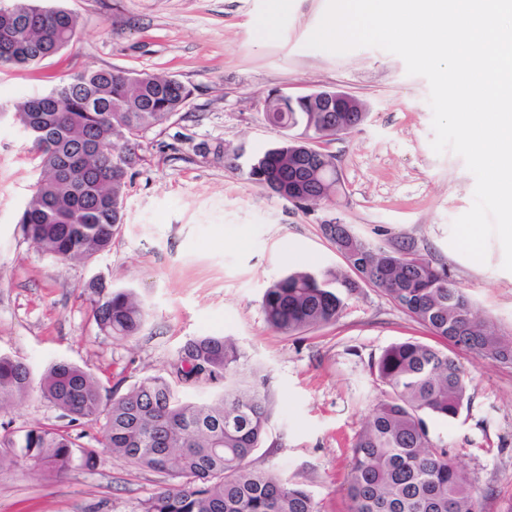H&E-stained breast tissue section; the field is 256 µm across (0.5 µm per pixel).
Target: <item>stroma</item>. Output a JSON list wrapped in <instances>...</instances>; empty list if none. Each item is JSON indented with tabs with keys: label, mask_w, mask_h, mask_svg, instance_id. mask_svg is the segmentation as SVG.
Instances as JSON below:
<instances>
[{
	"label": "stroma",
	"mask_w": 512,
	"mask_h": 512,
	"mask_svg": "<svg viewBox=\"0 0 512 512\" xmlns=\"http://www.w3.org/2000/svg\"><path fill=\"white\" fill-rule=\"evenodd\" d=\"M270 0H39L79 21L75 40L40 64L0 66V106L87 70L165 72L185 84V109L141 140L143 160L127 185L123 228L85 263L60 262L27 241L18 223L38 176L24 130L0 121V354L34 376L58 361L81 365L105 386L128 388L168 375L190 337H232L267 376L269 438L253 466L302 486L319 512H348L352 445L383 388L369 365L389 345L429 333L380 289L365 287L335 322L286 335L268 327L262 296L299 268H335L342 257L321 231L339 220L372 245L409 244L445 264L474 307L512 332V272L498 240L485 262L450 244L453 221L473 202L462 157L436 154L429 84L374 47L344 54L307 48L327 0H288L271 35L259 22ZM338 87L366 102L369 120L322 142L337 157L335 202L294 206L224 165L225 153L267 149L281 138L263 118L272 90ZM100 276L134 288L148 316L127 339L102 333L83 285ZM470 402L429 428L483 495V512H512V365L461 353ZM33 395L0 413L18 431L58 423ZM101 453L94 469L49 480L24 466L0 470V512H141L170 484Z\"/></svg>",
	"instance_id": "1"
}]
</instances>
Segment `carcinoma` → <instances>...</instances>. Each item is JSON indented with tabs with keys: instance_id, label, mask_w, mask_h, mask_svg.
Returning a JSON list of instances; mask_svg holds the SVG:
<instances>
[{
	"instance_id": "obj_1",
	"label": "carcinoma",
	"mask_w": 512,
	"mask_h": 512,
	"mask_svg": "<svg viewBox=\"0 0 512 512\" xmlns=\"http://www.w3.org/2000/svg\"><path fill=\"white\" fill-rule=\"evenodd\" d=\"M78 19L33 0L0 7V65L28 67L58 54L74 39ZM191 91L178 79L123 69L91 70L61 81L16 106L13 121L31 139L40 174L21 211L24 237L59 261L89 260L112 244L123 224L127 180L143 161L147 131L180 112ZM356 112L264 113L281 140L227 167L286 201L328 202L317 168L336 164L319 143L349 130ZM323 235L344 256H356L368 279L435 338L395 343L370 364L383 399L353 444L347 494L350 512H483L482 495L448 446L431 438L427 419L458 416L469 401L468 379L453 356L512 364V336L495 329L451 279L448 269L410 245H371L341 228ZM100 330L117 339L136 335L145 303L129 287L101 278L86 285ZM363 284L352 269H302L272 282L262 298L267 325L296 334L332 323ZM222 385L204 403L183 400L177 384ZM52 404L67 426L43 424L0 433V468L22 462L43 474L92 469L104 450L124 463L169 475L142 512H319L303 487L250 464L268 437L272 401L260 369L237 343L206 334L180 348L172 377H151L119 394L83 367L49 366L33 385L29 365L0 355V412L33 393ZM100 425L95 443L70 428Z\"/></svg>"
}]
</instances>
